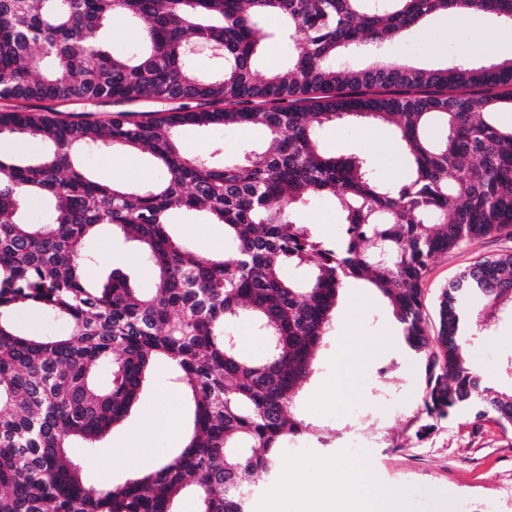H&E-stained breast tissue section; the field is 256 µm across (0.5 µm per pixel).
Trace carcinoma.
I'll list each match as a JSON object with an SVG mask.
<instances>
[{
	"instance_id": "obj_1",
	"label": "carcinoma",
	"mask_w": 512,
	"mask_h": 512,
	"mask_svg": "<svg viewBox=\"0 0 512 512\" xmlns=\"http://www.w3.org/2000/svg\"><path fill=\"white\" fill-rule=\"evenodd\" d=\"M461 9L512 19V0H0V99L201 106L145 121L126 111L105 122L0 113V135L48 145L33 164L0 156V512H173L187 487L199 512H249L250 478L279 477L278 448L307 430L293 399L350 278L388 298L405 343L424 356L426 417L466 411L512 430V388L485 385L465 355L470 330L512 317V252L458 273L440 295L434 336L421 288L436 254L512 234V128L493 119L512 102V57L426 69L380 56L423 18ZM115 16L141 23L140 51L108 50ZM270 18L302 51L259 77ZM192 44L222 47V68L202 71ZM363 48L377 56L355 68L346 58ZM345 118L395 127L409 169L400 186L365 157L324 152L319 130ZM187 124L259 129L270 145L217 166L181 152L175 131ZM114 146L150 151L166 178L105 184L72 163L78 149ZM323 196L341 220L333 242L300 220ZM34 197L55 200L52 223L18 221ZM172 209L224 225V254L174 239ZM103 225L140 242L153 288L132 287L119 269L100 286L86 280L99 255L83 246ZM286 266L300 275L285 278ZM21 308L67 329L28 334L14 320ZM242 317L265 338L258 357L224 336ZM159 357L192 395V437L153 470L88 483L87 456L128 416Z\"/></svg>"
}]
</instances>
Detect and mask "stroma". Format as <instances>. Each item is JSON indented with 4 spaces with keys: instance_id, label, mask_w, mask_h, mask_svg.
Instances as JSON below:
<instances>
[{
    "instance_id": "35a3bbf8",
    "label": "stroma",
    "mask_w": 512,
    "mask_h": 512,
    "mask_svg": "<svg viewBox=\"0 0 512 512\" xmlns=\"http://www.w3.org/2000/svg\"><path fill=\"white\" fill-rule=\"evenodd\" d=\"M266 27L270 35L260 46L255 66L261 76L284 68L301 50L278 35L276 21H268ZM504 33L503 23L491 14H438L407 31L386 51L424 68H441L453 59L487 65L512 57V42ZM177 135L185 153L219 164L238 157L246 143H264L260 132L221 126L186 125ZM320 139L329 155L369 158L386 181L401 182L407 176L403 148L392 127L332 122L322 127ZM76 162L107 183H156L165 176L146 152H83ZM169 230L199 254L224 251L223 225L209 223L204 212L174 211ZM92 247L112 261L89 268V280H100L116 267L133 287L151 288L153 280L140 264L137 242L103 226ZM506 252H512V236L495 235L438 255L423 285L428 318H435L442 288L460 270L477 257ZM395 323L390 304L377 290L364 281L347 280L316 370L296 395L294 411L308 430L284 442L282 473L295 475L298 490L317 493L327 490L334 465H350L367 470L374 488L397 489L404 512H512V431L503 432L494 423L477 422L461 412L435 421L429 433H421L425 363L402 339L392 338ZM468 352L486 385H512V374L505 369L507 358H512L511 318L469 343ZM162 401L177 409L179 430L153 432L156 406ZM363 420L371 427L369 447L336 451L339 434ZM191 422L192 404L174 385L171 365L155 362L129 416L87 459L86 478L98 485L122 482L132 460L153 469L183 448ZM252 485L251 512H300V498L284 490L281 480H268L259 472Z\"/></svg>"
}]
</instances>
